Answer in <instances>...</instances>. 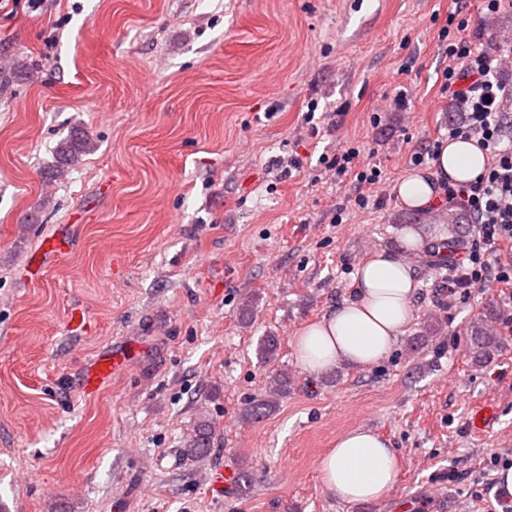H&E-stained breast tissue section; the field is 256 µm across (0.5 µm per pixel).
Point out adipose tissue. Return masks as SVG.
Returning <instances> with one entry per match:
<instances>
[{
  "label": "adipose tissue",
  "mask_w": 512,
  "mask_h": 512,
  "mask_svg": "<svg viewBox=\"0 0 512 512\" xmlns=\"http://www.w3.org/2000/svg\"><path fill=\"white\" fill-rule=\"evenodd\" d=\"M486 157L463 139L442 145L432 171H412L397 185L401 206L429 209L442 185L474 180ZM418 283L407 257L380 249L355 269L349 298L330 307L296 335L297 357L310 374L338 364L369 367L394 347L412 315ZM326 489L346 502L378 501L396 486L397 455L390 442L372 429L341 434L320 463Z\"/></svg>",
  "instance_id": "ef3b65f1"
}]
</instances>
